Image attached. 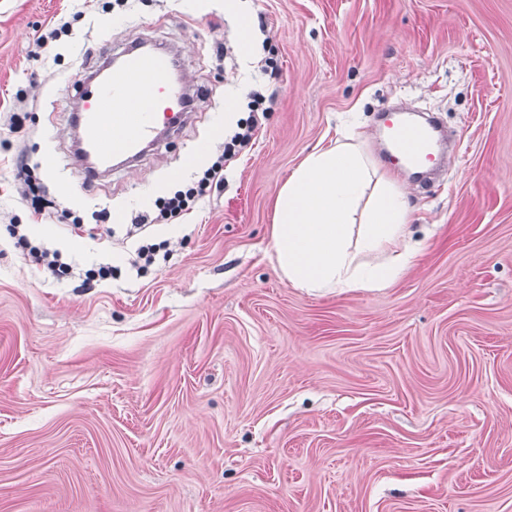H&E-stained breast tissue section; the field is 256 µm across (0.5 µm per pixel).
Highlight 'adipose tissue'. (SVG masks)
<instances>
[{
    "label": "adipose tissue",
    "mask_w": 512,
    "mask_h": 512,
    "mask_svg": "<svg viewBox=\"0 0 512 512\" xmlns=\"http://www.w3.org/2000/svg\"><path fill=\"white\" fill-rule=\"evenodd\" d=\"M270 261L308 292L391 287L424 250L410 203L364 143L342 136L309 153L280 190Z\"/></svg>",
    "instance_id": "ef3b65f1"
}]
</instances>
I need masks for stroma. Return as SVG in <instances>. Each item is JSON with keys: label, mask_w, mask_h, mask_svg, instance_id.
<instances>
[{"label": "stroma", "mask_w": 512, "mask_h": 512, "mask_svg": "<svg viewBox=\"0 0 512 512\" xmlns=\"http://www.w3.org/2000/svg\"><path fill=\"white\" fill-rule=\"evenodd\" d=\"M141 39L177 48L195 110L86 181L76 89ZM254 91L274 99L258 140L149 227L166 254L136 273L127 227ZM397 102L454 141L443 181L399 179L426 248L380 291L291 287L269 260L282 186L350 117L383 159ZM22 158L81 231L33 214ZM13 224L111 278L39 273ZM0 512H512V0H0Z\"/></svg>", "instance_id": "35a3bbf8"}]
</instances>
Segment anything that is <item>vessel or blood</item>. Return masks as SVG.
Wrapping results in <instances>:
<instances>
[{
	"instance_id": "vessel-or-blood-1",
	"label": "vessel or blood",
	"mask_w": 512,
	"mask_h": 512,
	"mask_svg": "<svg viewBox=\"0 0 512 512\" xmlns=\"http://www.w3.org/2000/svg\"><path fill=\"white\" fill-rule=\"evenodd\" d=\"M71 121L78 138L79 159L88 179L113 166L130 164L158 145L193 110L186 85L173 74L162 53L127 46L90 80L82 81ZM392 165L422 170L435 163V129L395 117L389 120Z\"/></svg>"
}]
</instances>
